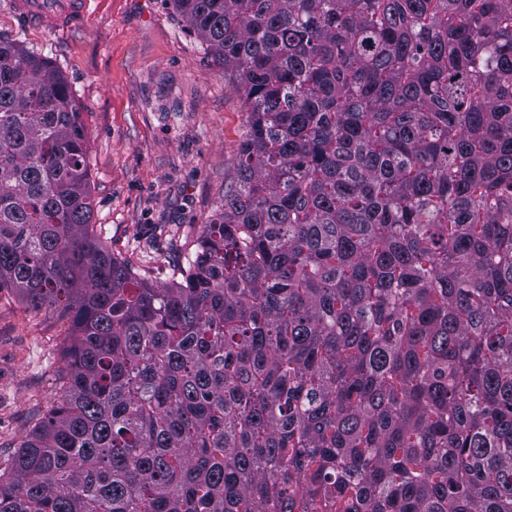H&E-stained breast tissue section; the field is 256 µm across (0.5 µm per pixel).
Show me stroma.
Returning <instances> with one entry per match:
<instances>
[{"label": "stroma", "instance_id": "obj_1", "mask_svg": "<svg viewBox=\"0 0 512 512\" xmlns=\"http://www.w3.org/2000/svg\"><path fill=\"white\" fill-rule=\"evenodd\" d=\"M0 37L47 56L89 137L92 222L102 243L155 281L185 263L233 181L246 114L168 0H98L65 38L0 0ZM71 323L0 292V459L58 402Z\"/></svg>", "mask_w": 512, "mask_h": 512}]
</instances>
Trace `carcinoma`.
Masks as SVG:
<instances>
[{
    "instance_id": "carcinoma-1",
    "label": "carcinoma",
    "mask_w": 512,
    "mask_h": 512,
    "mask_svg": "<svg viewBox=\"0 0 512 512\" xmlns=\"http://www.w3.org/2000/svg\"><path fill=\"white\" fill-rule=\"evenodd\" d=\"M168 2L247 120L165 284L0 38V291L73 328L0 512H512V0Z\"/></svg>"
}]
</instances>
